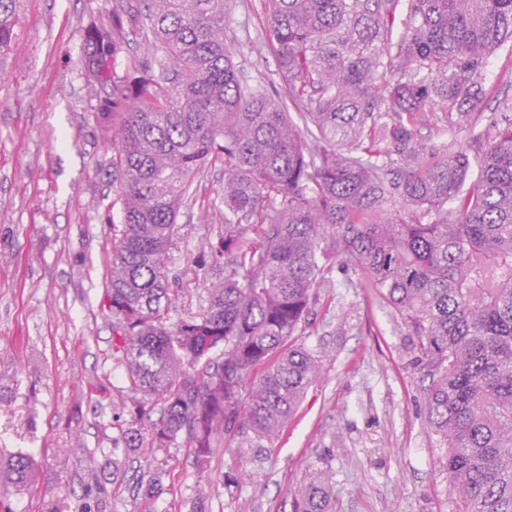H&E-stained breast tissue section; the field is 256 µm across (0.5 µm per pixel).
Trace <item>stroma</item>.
Instances as JSON below:
<instances>
[{
  "mask_svg": "<svg viewBox=\"0 0 512 512\" xmlns=\"http://www.w3.org/2000/svg\"><path fill=\"white\" fill-rule=\"evenodd\" d=\"M22 0L17 36L0 57V458L28 455L33 480L11 486L9 512H294L295 488L325 481L335 512H452L442 451L420 402L407 331L354 262L337 259L300 341L321 375L282 438L265 449L218 441L207 466L190 448H127L137 396L112 362V318L101 301L121 230L112 152L95 118L82 64L83 32L118 3ZM235 63L251 83L282 86L278 63L257 53L263 0H233ZM484 105L512 98V41L497 46ZM469 120L454 133L424 126L427 148L477 153ZM220 168L197 179L170 254L182 297L172 319L202 303L210 245L224 233L212 206Z\"/></svg>",
  "mask_w": 512,
  "mask_h": 512,
  "instance_id": "1",
  "label": "stroma"
}]
</instances>
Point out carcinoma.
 <instances>
[{
    "label": "carcinoma",
    "mask_w": 512,
    "mask_h": 512,
    "mask_svg": "<svg viewBox=\"0 0 512 512\" xmlns=\"http://www.w3.org/2000/svg\"><path fill=\"white\" fill-rule=\"evenodd\" d=\"M145 57L115 5L85 30L96 121L110 135L123 230L112 242V359L161 404L145 447L203 463L219 435L273 444L320 372L298 335L355 262L406 325L454 512H512V99L487 151L429 150L420 126L482 117L488 57L512 38V0H263V47L286 91L240 79L230 0H140ZM19 0H0V54ZM221 166L224 236L204 304L169 322L170 250L194 178ZM403 202V208L392 203ZM28 456L0 482L28 483ZM295 512H330L326 488Z\"/></svg>",
    "instance_id": "cac0c4a2"
}]
</instances>
